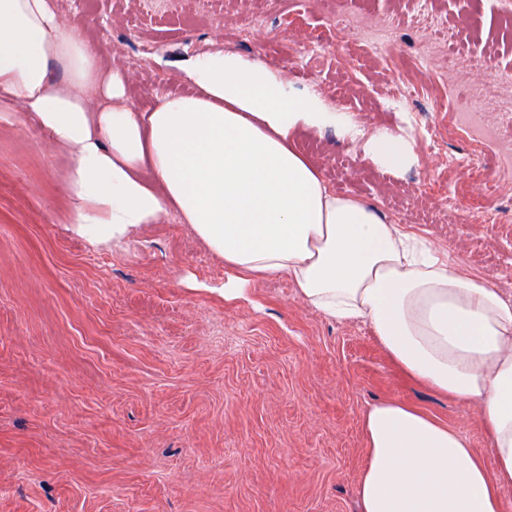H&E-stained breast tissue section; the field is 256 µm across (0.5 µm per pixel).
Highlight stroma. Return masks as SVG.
Returning a JSON list of instances; mask_svg holds the SVG:
<instances>
[{
  "instance_id": "stroma-1",
  "label": "stroma",
  "mask_w": 512,
  "mask_h": 512,
  "mask_svg": "<svg viewBox=\"0 0 512 512\" xmlns=\"http://www.w3.org/2000/svg\"><path fill=\"white\" fill-rule=\"evenodd\" d=\"M129 102L187 85L176 60L232 49L319 90L366 129H403L418 162L379 173L359 145L304 135L330 185L378 201L512 294V167L489 138L449 133V72L487 99L512 70L493 0H57ZM353 23L362 48L339 41ZM468 28L462 44L448 33ZM412 82L413 103L398 88ZM479 155L500 195L482 199ZM65 156L28 119L0 123V512H357L362 421L411 403L489 443L475 404L404 379L371 327L310 308L283 276L228 302L224 260L167 217L121 249L74 235L59 209ZM455 223L421 225L434 208Z\"/></svg>"
}]
</instances>
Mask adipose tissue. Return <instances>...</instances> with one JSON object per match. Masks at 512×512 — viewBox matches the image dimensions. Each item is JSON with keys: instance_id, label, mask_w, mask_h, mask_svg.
Listing matches in <instances>:
<instances>
[{"instance_id": "obj_1", "label": "adipose tissue", "mask_w": 512, "mask_h": 512, "mask_svg": "<svg viewBox=\"0 0 512 512\" xmlns=\"http://www.w3.org/2000/svg\"><path fill=\"white\" fill-rule=\"evenodd\" d=\"M62 79L50 74L52 65ZM189 95L132 106L131 71L106 65L56 0H0V103L68 159V222L90 245L123 247L168 216L223 257L239 285L287 277L327 317L369 324L406 378L474 403L484 459L448 424L399 400L363 418L359 512H505L512 489V297L466 271L373 202L337 193L299 150V134L355 140L331 107L260 57L217 49L178 61ZM363 150L400 175L418 161L402 131L374 129Z\"/></svg>"}]
</instances>
